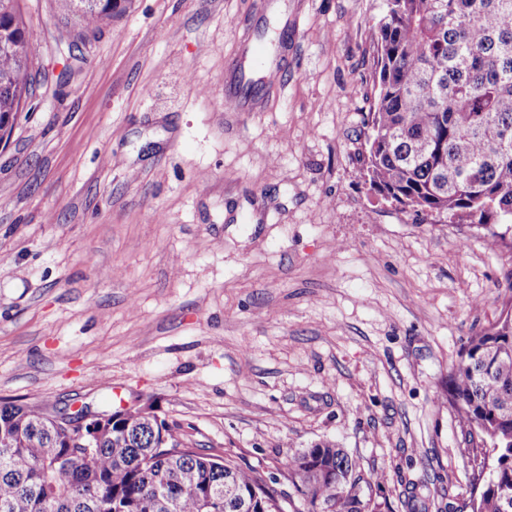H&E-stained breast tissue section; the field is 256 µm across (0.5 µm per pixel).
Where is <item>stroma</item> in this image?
<instances>
[{
    "instance_id": "obj_1",
    "label": "stroma",
    "mask_w": 512,
    "mask_h": 512,
    "mask_svg": "<svg viewBox=\"0 0 512 512\" xmlns=\"http://www.w3.org/2000/svg\"><path fill=\"white\" fill-rule=\"evenodd\" d=\"M20 5L47 79L0 147V397L153 406L288 512L284 456L324 441L372 512H458L448 374L512 299V250L366 183L385 0H133L79 62L55 0ZM268 22L281 78L248 100Z\"/></svg>"
}]
</instances>
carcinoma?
Listing matches in <instances>:
<instances>
[{"label": "carcinoma", "instance_id": "carcinoma-1", "mask_svg": "<svg viewBox=\"0 0 512 512\" xmlns=\"http://www.w3.org/2000/svg\"><path fill=\"white\" fill-rule=\"evenodd\" d=\"M375 26V99L365 180L382 199L450 224L512 237V0H385ZM130 0H57L78 41ZM36 73L19 0H0V142L8 140ZM461 432L493 456L460 512H512V303L472 336L448 376ZM0 399V512H281L276 479L186 446L158 415L140 429L108 416L94 445ZM303 512H367L356 462L331 442L287 455ZM231 480L232 491L224 489Z\"/></svg>", "mask_w": 512, "mask_h": 512}]
</instances>
